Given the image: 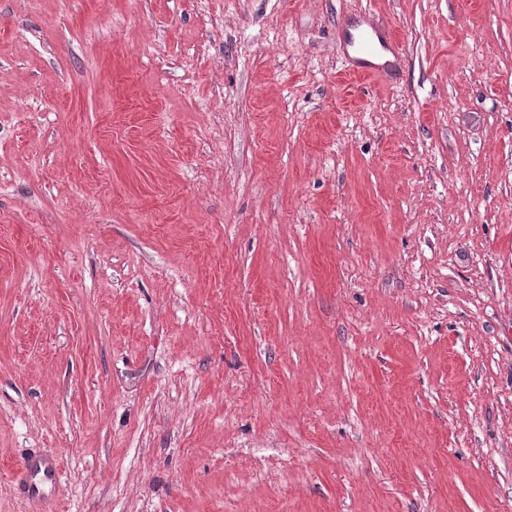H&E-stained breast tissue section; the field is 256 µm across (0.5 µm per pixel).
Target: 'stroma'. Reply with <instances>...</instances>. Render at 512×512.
<instances>
[{"mask_svg":"<svg viewBox=\"0 0 512 512\" xmlns=\"http://www.w3.org/2000/svg\"><path fill=\"white\" fill-rule=\"evenodd\" d=\"M33 456L54 512H512V0H0V512ZM29 469L38 480L31 484V493L38 500L52 497L53 489L60 476V464L54 458L33 457L29 461Z\"/></svg>","mask_w":512,"mask_h":512,"instance_id":"stroma-1","label":"stroma"}]
</instances>
